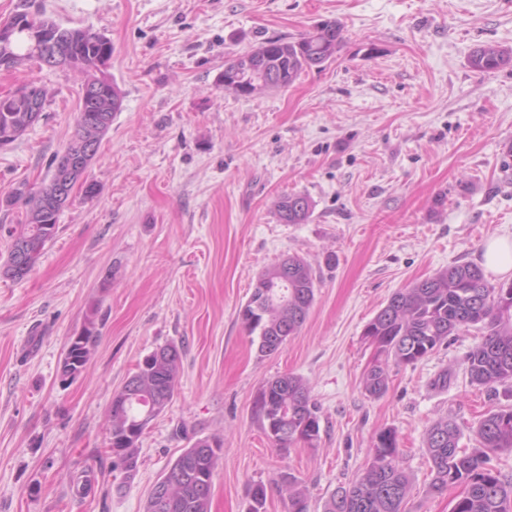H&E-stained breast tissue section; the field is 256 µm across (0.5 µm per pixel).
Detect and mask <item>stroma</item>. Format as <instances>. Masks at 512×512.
<instances>
[{"label":"stroma","instance_id":"35a3bbf8","mask_svg":"<svg viewBox=\"0 0 512 512\" xmlns=\"http://www.w3.org/2000/svg\"><path fill=\"white\" fill-rule=\"evenodd\" d=\"M20 12L110 38L122 107L89 169L96 195L75 187L34 270L0 276V512H146L167 466L201 438L223 444L210 512H247L256 483L265 512H288L287 474L323 512L387 428L410 478L404 512H452L461 490L432 491L426 430L453 419L472 448L481 415L512 407L465 374L482 332L390 367L387 393L371 398L364 329L396 291L512 239V67L467 63L475 46L512 48V0H0V21ZM325 20L343 26L333 61L251 96L217 87L228 59ZM32 81L47 92L42 116L0 148V264L26 215L5 199L48 183L82 94L78 71L29 62L0 70V95ZM289 193L312 200L304 223L278 220ZM290 255L310 263L315 300L265 356L238 313L260 272ZM90 319L92 356L62 379L68 341ZM168 343L182 349L178 386L128 481L107 412ZM445 371L448 388H435ZM285 373L307 384L320 433L282 453L255 403Z\"/></svg>","mask_w":512,"mask_h":512}]
</instances>
